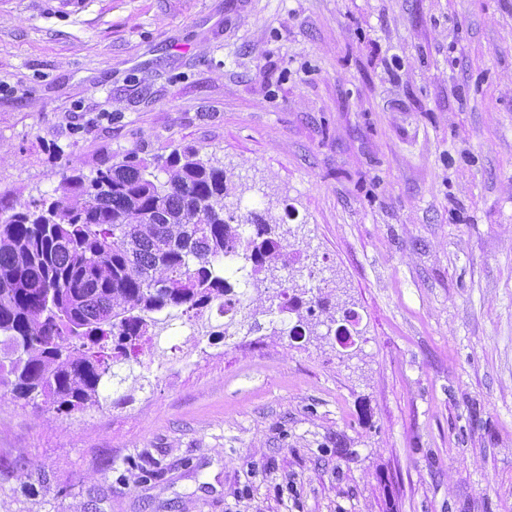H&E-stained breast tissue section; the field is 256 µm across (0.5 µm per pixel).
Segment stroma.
<instances>
[{"label":"stroma","mask_w":512,"mask_h":512,"mask_svg":"<svg viewBox=\"0 0 512 512\" xmlns=\"http://www.w3.org/2000/svg\"><path fill=\"white\" fill-rule=\"evenodd\" d=\"M197 149L295 313L0 401V512H512V0H0V213Z\"/></svg>","instance_id":"obj_1"}]
</instances>
